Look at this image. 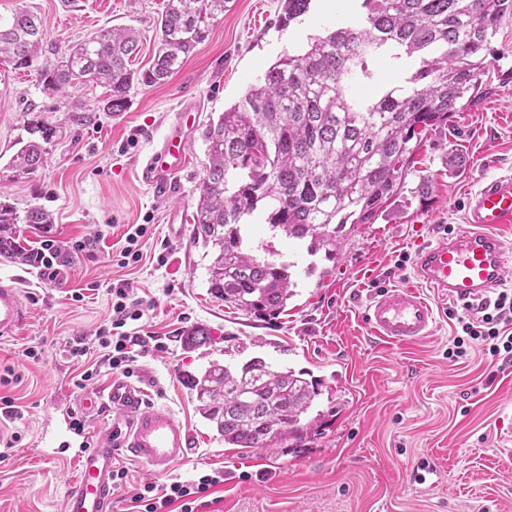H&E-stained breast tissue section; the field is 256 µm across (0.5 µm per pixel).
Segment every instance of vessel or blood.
<instances>
[{"mask_svg": "<svg viewBox=\"0 0 512 512\" xmlns=\"http://www.w3.org/2000/svg\"><path fill=\"white\" fill-rule=\"evenodd\" d=\"M194 125L192 108H185L159 146L139 164L138 179L163 186L180 173ZM466 223L465 229L418 250L417 284L385 289L368 305L366 322L377 338L406 345L428 337L436 311L425 289L466 304L501 285L512 269V254L494 230L512 223V175L486 182L469 196ZM25 319L21 288L1 282L0 339L15 334ZM74 405L94 424V431L74 434L65 418L60 431L46 440L54 457H63L67 448L75 450L78 476L65 494L62 512H112V474L121 458L163 473L191 453L187 423L168 407L152 403L143 382L116 377L105 389L83 392Z\"/></svg>", "mask_w": 512, "mask_h": 512, "instance_id": "vessel-or-blood-1", "label": "vessel or blood"}]
</instances>
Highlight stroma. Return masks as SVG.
Segmentation results:
<instances>
[{"label":"stroma","mask_w":512,"mask_h":512,"mask_svg":"<svg viewBox=\"0 0 512 512\" xmlns=\"http://www.w3.org/2000/svg\"><path fill=\"white\" fill-rule=\"evenodd\" d=\"M164 0H0V14L28 8L47 21L43 55L55 58L75 41L105 27L134 29L140 41L135 68L148 67L159 41L156 25ZM360 0H310L309 10L284 22L283 0H231L209 38L162 85L134 86L126 110L113 117L104 87L48 94L30 71L0 64V199L18 211L53 213L49 233L18 227L28 252L53 241L64 260L56 280L37 268L0 259V280H20L27 319L13 337L0 340V379L14 369L17 381L0 383L20 416L5 423L19 440L0 458V512H62L77 474L70 461L50 460L36 442L52 433L58 415L81 393L86 364L72 360L71 345L92 338L112 313L113 283L128 284L150 302L145 329L162 338L163 351L137 356L133 377L146 383L150 401L168 406L193 432L192 453L157 474L129 459L127 479L114 495V512H136L133 496L144 483L163 487L212 471L224 474L211 488L203 512H512V362L474 350L464 360L448 357L457 320L470 309L430 293L438 310L430 335L410 345L377 339L363 315L371 298L393 285L415 284V238L434 241L465 223L469 195L489 178L512 175V20L492 42L507 50L490 70L492 94L429 131L415 156V172L374 223L351 229L335 261L308 256L306 244L269 238L261 219L247 228L268 241L273 257L293 262L296 294L286 314L262 320L224 305L208 288L210 263L190 229L207 157L200 130L236 103L280 56L300 54L310 37L352 20ZM198 107V128L187 165L166 193L141 182L136 166L163 139L184 103ZM50 128L46 163L26 175L10 157L31 139L33 127ZM463 157L456 168L450 157ZM431 194L419 199L420 176ZM178 213L186 231L168 237L167 217ZM146 224L143 257L133 266L113 265L128 225ZM95 243H88L90 234ZM84 249H76V242ZM316 274H307L309 263ZM372 265L374 277L359 273ZM210 332L195 348L183 338L193 327ZM36 348L38 360L26 358ZM253 356L278 368L310 372L323 380L319 398L325 425L300 448L241 450L223 440L197 410L187 378L210 361L237 365ZM433 457L441 484L428 493L413 488L408 472Z\"/></svg>","instance_id":"stroma-1"}]
</instances>
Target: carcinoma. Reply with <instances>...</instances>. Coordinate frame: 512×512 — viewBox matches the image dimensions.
I'll use <instances>...</instances> for the list:
<instances>
[{
	"instance_id": "carcinoma-1",
	"label": "carcinoma",
	"mask_w": 512,
	"mask_h": 512,
	"mask_svg": "<svg viewBox=\"0 0 512 512\" xmlns=\"http://www.w3.org/2000/svg\"><path fill=\"white\" fill-rule=\"evenodd\" d=\"M310 0H284V20L308 11ZM228 0H165L160 42L151 64L132 67L139 52L129 28H102L38 63L46 22L19 9L0 16V63L34 72L46 90L66 94L88 83L108 89V111L125 110L134 85H162L207 39ZM364 14L323 36L301 55L269 66L239 102L201 132L208 165L193 215L194 241L212 254L211 293L245 314L274 317L295 295L293 262L251 253L242 221L257 210L289 239L309 240L307 253L336 260L347 225L372 224L403 190L421 134L448 125L488 93L491 47L512 0H363ZM413 61L400 84L355 92L373 80L378 61ZM44 148L25 143L8 165L32 174ZM47 231L53 214L32 207L19 215L0 202V258L24 263L17 225ZM308 372L273 368L260 356L239 367L209 363L188 388L197 410L226 448L299 446L319 434L324 414L313 411L322 382Z\"/></svg>"
}]
</instances>
